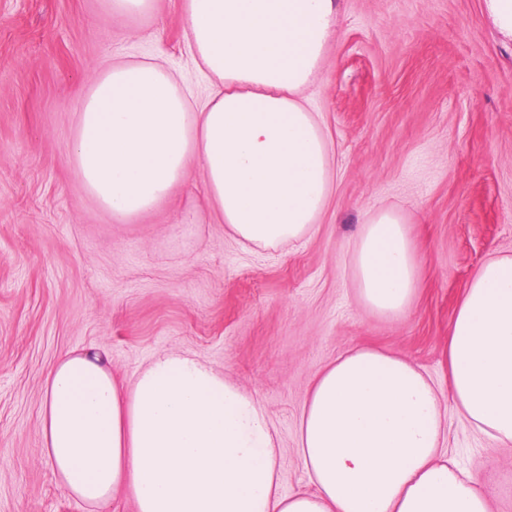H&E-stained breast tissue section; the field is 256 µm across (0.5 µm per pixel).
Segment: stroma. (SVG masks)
I'll use <instances>...</instances> for the list:
<instances>
[{"label": "stroma", "instance_id": "35a3bbf8", "mask_svg": "<svg viewBox=\"0 0 512 512\" xmlns=\"http://www.w3.org/2000/svg\"><path fill=\"white\" fill-rule=\"evenodd\" d=\"M306 91L336 174L312 232L274 247L239 242L207 205L202 170L129 220L101 209L69 159L79 90L117 59L161 53L194 103L213 92L185 35L184 0L114 13L108 0H0V512H88L40 434L49 371L104 347L131 381L169 351L195 354L248 389L278 439L281 490H309L298 453L314 376L372 346L435 383L443 450L476 474L494 512H512V445L459 415L448 335L476 270L512 255V41L484 0H340ZM391 208L420 260L401 317L355 298L361 225Z\"/></svg>", "mask_w": 512, "mask_h": 512}]
</instances>
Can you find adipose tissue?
Instances as JSON below:
<instances>
[{"label": "adipose tissue", "instance_id": "1", "mask_svg": "<svg viewBox=\"0 0 512 512\" xmlns=\"http://www.w3.org/2000/svg\"><path fill=\"white\" fill-rule=\"evenodd\" d=\"M184 13L218 91L196 108L160 57L112 63L81 92L76 179L130 219L197 165L231 235L263 246L307 236L326 208L334 158L303 93L325 60L338 0H185ZM419 266L401 215L372 214L352 256L357 300L397 318L414 301ZM447 398L512 444V255L485 261L456 305ZM441 400L406 358L340 354L315 375L301 416L313 488L286 495L251 392L178 352L121 388L97 348L62 354L48 373L41 435L64 487L94 510L123 489L137 512H493L474 474L440 450Z\"/></svg>", "mask_w": 512, "mask_h": 512}]
</instances>
